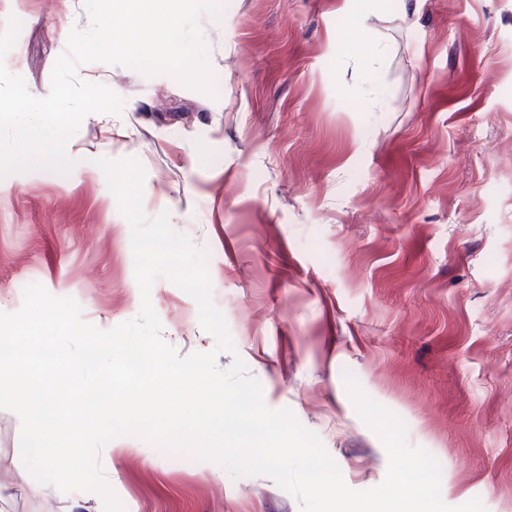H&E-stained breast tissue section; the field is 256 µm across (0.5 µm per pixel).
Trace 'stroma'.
Returning a JSON list of instances; mask_svg holds the SVG:
<instances>
[{"label": "stroma", "instance_id": "35a3bbf8", "mask_svg": "<svg viewBox=\"0 0 512 512\" xmlns=\"http://www.w3.org/2000/svg\"><path fill=\"white\" fill-rule=\"evenodd\" d=\"M222 0L203 19L210 92L168 74L88 63L120 113L88 115L76 165L0 179V312L38 283L108 330L141 307L131 227L100 158L145 170L143 210L207 248L212 299L266 405L314 432L355 490L387 455L344 381L402 418L442 468L451 506L512 512V0ZM5 57L46 97L84 0H0ZM385 46L377 54V46ZM151 302L179 355L216 351L167 277ZM102 474L123 512H300L264 476L137 436ZM20 420L0 409V512H103L101 496L24 492Z\"/></svg>", "mask_w": 512, "mask_h": 512}]
</instances>
